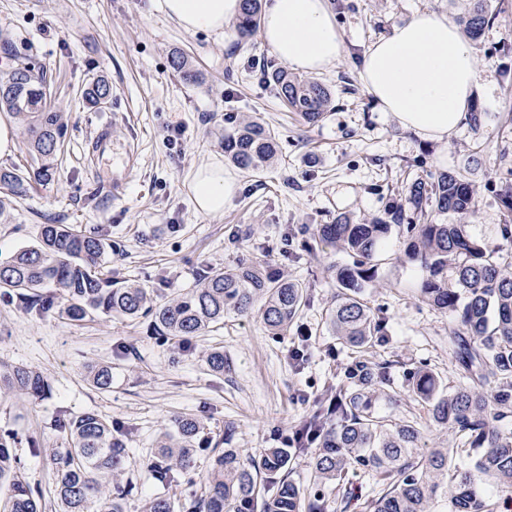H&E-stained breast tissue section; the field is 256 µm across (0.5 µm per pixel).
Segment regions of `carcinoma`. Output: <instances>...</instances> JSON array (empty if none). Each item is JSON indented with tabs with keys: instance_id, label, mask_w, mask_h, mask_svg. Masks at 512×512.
Instances as JSON below:
<instances>
[{
	"instance_id": "obj_1",
	"label": "carcinoma",
	"mask_w": 512,
	"mask_h": 512,
	"mask_svg": "<svg viewBox=\"0 0 512 512\" xmlns=\"http://www.w3.org/2000/svg\"><path fill=\"white\" fill-rule=\"evenodd\" d=\"M461 17L469 36L477 38L491 19L487 0H471ZM261 21V0H243L236 21L240 41H248ZM15 66L0 76V112L22 126L24 145L34 166L28 171L0 168V206L27 195L35 184L52 180L57 153L68 128V113L55 110L44 93L53 73L15 54ZM171 68L185 84L202 79L184 51L172 54ZM261 79L303 124L322 122L332 100L330 89L283 66L259 65ZM112 86L97 79L86 93L94 105L111 97ZM280 137L269 126L224 114V157L238 168L259 173L278 160ZM476 206L475 190L459 171L433 180L416 179L394 194L383 213L352 220L338 215L316 224L309 252L341 251L352 262L336 268V306L329 325L342 344L360 352L384 333L386 320L362 298L373 282L376 262L392 227L402 230L409 256L423 278L419 297L463 327L451 357L465 381L450 386L434 371H402L412 400L429 405L425 420L413 409H400L394 369L398 361L369 364L355 359L345 368L348 385L326 392L293 432L290 451L269 448L259 458L244 459L230 447L232 430H224L225 447L211 448L204 495L174 500L160 493L145 512H326L321 487L345 486L351 472L380 478V496L366 501L365 512H431L439 498L449 512H512V254L488 248L464 224L441 218H465ZM106 244L94 232L68 224L43 225L37 245L17 251L0 264V293L15 297L29 310L54 312L71 322L105 315L136 320L151 317V333L180 345L201 336L226 316L260 314L275 335L310 305L308 289L272 265L243 260L207 270L198 285L158 302L150 289L102 277ZM55 288L47 297L41 289ZM88 380L98 389L112 386L109 366H91ZM19 389L38 399L51 386L38 372L0 366V391ZM448 429L458 442L450 448L425 447L429 427ZM69 447L53 449L54 492L58 512H125L133 485L121 483L127 453L124 435L93 411L58 419ZM175 432L160 437L147 463L149 476L166 487L190 472L200 445V420L183 415ZM18 438L0 433V512H43L44 495L18 470ZM305 455L313 464L314 488L304 492L291 479L289 461ZM273 495L265 498L261 487Z\"/></svg>"
}]
</instances>
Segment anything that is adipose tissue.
I'll return each instance as SVG.
<instances>
[{
	"label": "adipose tissue",
	"instance_id": "ef3b65f1",
	"mask_svg": "<svg viewBox=\"0 0 512 512\" xmlns=\"http://www.w3.org/2000/svg\"><path fill=\"white\" fill-rule=\"evenodd\" d=\"M165 14L189 33H218L242 12L243 0H161ZM261 38L295 70L318 75L333 67L344 41L328 0H268ZM481 69L472 43L447 15L415 13L377 39L364 54L361 80L382 111L421 139L444 141L465 118ZM198 212L219 216L238 181L223 165L208 162L191 182Z\"/></svg>",
	"mask_w": 512,
	"mask_h": 512
}]
</instances>
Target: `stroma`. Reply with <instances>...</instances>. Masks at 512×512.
<instances>
[{
    "label": "stroma",
    "instance_id": "1",
    "mask_svg": "<svg viewBox=\"0 0 512 512\" xmlns=\"http://www.w3.org/2000/svg\"><path fill=\"white\" fill-rule=\"evenodd\" d=\"M488 4L495 19L473 41L480 67L491 73L490 85L476 91L471 105L482 115V129L465 122L440 143L422 140L381 111L363 86L360 63L372 43L414 13L436 11L457 20L466 0H331L345 52L319 77L332 90V105L314 127L303 126L254 75V62L270 55L260 35L244 46L232 29L187 33L167 18L159 0H0V41L52 70V99L70 114L54 181L17 199L0 217V263L35 244L51 222L101 234L112 244L105 273L150 286L165 300L194 287L204 271L242 258L275 264L311 294L286 334L272 335L257 316H229L181 347L151 336L144 318L72 323L0 295V364L40 372L51 384L38 401L22 391L0 394V431L16 433L21 471L43 490L45 512L56 509L47 451L67 445L56 427L60 416L93 411L120 428L128 447L123 478L134 486L125 512H143L159 491L146 464L174 417L200 418L212 443L233 425L232 447L256 457L281 446L326 390L344 383L353 353L326 320L337 293L328 267L347 258L301 248L284 256L285 236L301 245L313 225L337 215L381 213L388 187L463 169L477 196L466 219L472 236L512 252L500 235L501 225L512 223V209L500 195L512 166V0ZM175 49L193 58L201 84L187 86L174 76L169 61ZM100 77L111 84L112 96L94 107L84 91ZM228 112L274 128L283 154L263 172L239 171V191L223 215L211 217L195 210L190 182L201 163L223 158ZM104 126L112 130V163L95 166L88 144ZM422 277L405 256L399 232H392L365 294L386 317L387 331L363 356L409 369L425 365L441 378L461 380L448 359L460 328L422 302ZM214 347L224 350L220 373L205 363ZM92 364L111 366V388L88 381ZM32 439L40 453L31 452ZM382 488L371 474H349L347 495L328 493L326 512H361Z\"/></svg>",
    "mask_w": 512,
    "mask_h": 512
}]
</instances>
